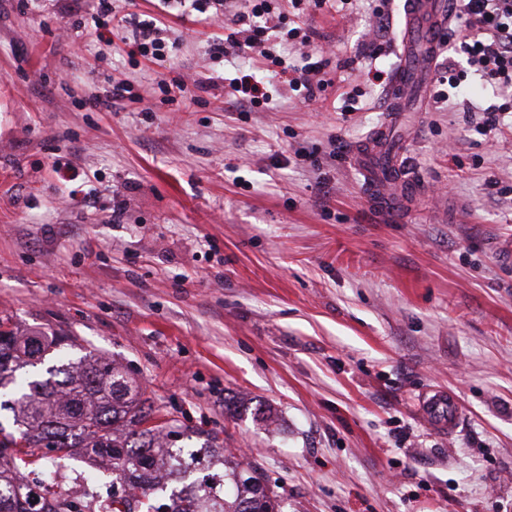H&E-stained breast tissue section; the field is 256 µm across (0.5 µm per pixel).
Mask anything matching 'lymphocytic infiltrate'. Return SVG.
<instances>
[{
	"mask_svg": "<svg viewBox=\"0 0 512 512\" xmlns=\"http://www.w3.org/2000/svg\"><path fill=\"white\" fill-rule=\"evenodd\" d=\"M165 8L195 11L201 14H229L231 32L213 40L210 55L226 61L244 59L249 69L238 70L230 78L227 95L240 112L274 111L267 92H264L256 73L277 70L285 76L289 91L310 101L318 92L333 85L327 67L328 59L313 60L308 49L314 32L303 24L308 12L334 10L336 0H289L290 10L275 7L272 0H242L229 7L226 0H162ZM451 13L459 30L466 37L456 45L467 66L480 77L483 84L498 89H512V0H450ZM119 27H131L132 32L122 41L131 54L151 58L164 64L177 47L168 34L162 19L151 18L130 23L120 17ZM288 42L300 52V64L289 63L280 54L281 42Z\"/></svg>",
	"mask_w": 512,
	"mask_h": 512,
	"instance_id": "lymphocytic-infiltrate-1",
	"label": "lymphocytic infiltrate"
}]
</instances>
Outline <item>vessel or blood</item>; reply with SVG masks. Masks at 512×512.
I'll return each instance as SVG.
<instances>
[{
	"instance_id": "b4317fda",
	"label": "vessel or blood",
	"mask_w": 512,
	"mask_h": 512,
	"mask_svg": "<svg viewBox=\"0 0 512 512\" xmlns=\"http://www.w3.org/2000/svg\"><path fill=\"white\" fill-rule=\"evenodd\" d=\"M449 21L447 0H408L404 11L402 51L389 87V110L403 111L411 92L418 89L439 52L441 32ZM392 126L376 130L370 145L359 147L356 155L372 186L373 199L392 215L404 213L418 193L416 183L405 178L401 160L391 144ZM421 412L434 428L455 430L459 422V403L453 393L429 389Z\"/></svg>"
}]
</instances>
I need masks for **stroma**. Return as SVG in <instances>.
<instances>
[{"label": "stroma", "mask_w": 512, "mask_h": 512, "mask_svg": "<svg viewBox=\"0 0 512 512\" xmlns=\"http://www.w3.org/2000/svg\"><path fill=\"white\" fill-rule=\"evenodd\" d=\"M92 12L0 0V314L120 362L164 418L263 470L283 512H512V131L435 102L447 52L403 115L419 195L400 221L354 150L387 109L374 16L390 74L403 0L316 13L345 83L307 102L272 78L273 112L194 89L224 73L223 17L165 15L162 71L83 35ZM163 73L187 98L164 101ZM114 80L139 102L90 108ZM431 388L460 399L453 436L421 416Z\"/></svg>", "instance_id": "obj_1"}]
</instances>
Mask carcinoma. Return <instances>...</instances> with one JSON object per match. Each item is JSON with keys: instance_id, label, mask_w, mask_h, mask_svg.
I'll list each match as a JSON object with an SVG mask.
<instances>
[{"instance_id": "carcinoma-1", "label": "carcinoma", "mask_w": 512, "mask_h": 512, "mask_svg": "<svg viewBox=\"0 0 512 512\" xmlns=\"http://www.w3.org/2000/svg\"><path fill=\"white\" fill-rule=\"evenodd\" d=\"M63 338L42 332L18 335L0 315V490L12 495L13 512H80L64 494L50 493L35 477L42 449L56 460L82 453L112 467V485L96 481L84 491L88 512H279L267 475L243 459H229L217 437L197 431L200 447L176 446L154 423L156 411L124 369L92 353L76 362L22 374L45 363Z\"/></svg>"}]
</instances>
